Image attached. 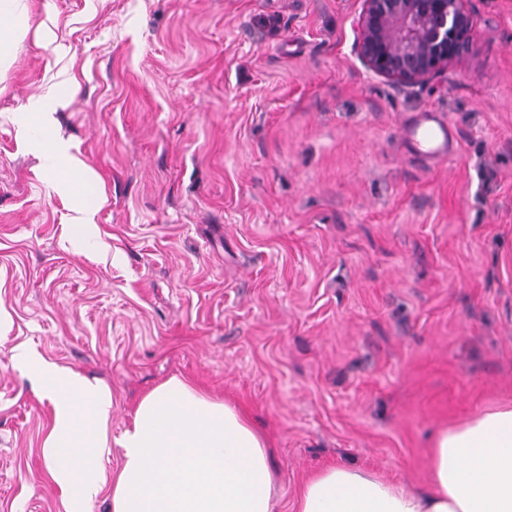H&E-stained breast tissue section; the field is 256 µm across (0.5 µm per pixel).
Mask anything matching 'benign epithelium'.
Returning a JSON list of instances; mask_svg holds the SVG:
<instances>
[{
    "label": "benign epithelium",
    "mask_w": 512,
    "mask_h": 512,
    "mask_svg": "<svg viewBox=\"0 0 512 512\" xmlns=\"http://www.w3.org/2000/svg\"><path fill=\"white\" fill-rule=\"evenodd\" d=\"M468 0H363L357 50L365 67L413 83L448 66L469 47Z\"/></svg>",
    "instance_id": "benign-epithelium-1"
}]
</instances>
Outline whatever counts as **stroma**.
<instances>
[{"mask_svg": "<svg viewBox=\"0 0 512 512\" xmlns=\"http://www.w3.org/2000/svg\"><path fill=\"white\" fill-rule=\"evenodd\" d=\"M30 7L0 80V512H63L20 345L110 388L108 478L164 380L238 403L279 512L329 466L424 485L438 428L512 401V0H469V50L412 84L359 59L363 0ZM48 98L100 248L23 133ZM425 111L453 157L406 149Z\"/></svg>", "mask_w": 512, "mask_h": 512, "instance_id": "35a3bbf8", "label": "stroma"}]
</instances>
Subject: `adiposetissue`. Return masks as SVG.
<instances>
[{"label":"adipose tissue","instance_id":"1","mask_svg":"<svg viewBox=\"0 0 512 512\" xmlns=\"http://www.w3.org/2000/svg\"><path fill=\"white\" fill-rule=\"evenodd\" d=\"M28 0H0V73L16 58L30 25ZM47 104L31 108L25 125L45 175L60 179L73 202L76 240L94 239L97 197L83 180L85 164L52 137ZM14 363L37 379L53 406L43 455L61 491L64 512H88L104 476L112 393L79 372L15 349ZM122 465L112 481V512H277L271 450L235 405L173 377L138 402L118 440ZM426 487L412 488L349 467L310 475L297 512H512V403L491 406L438 430L428 449Z\"/></svg>","mask_w":512,"mask_h":512}]
</instances>
